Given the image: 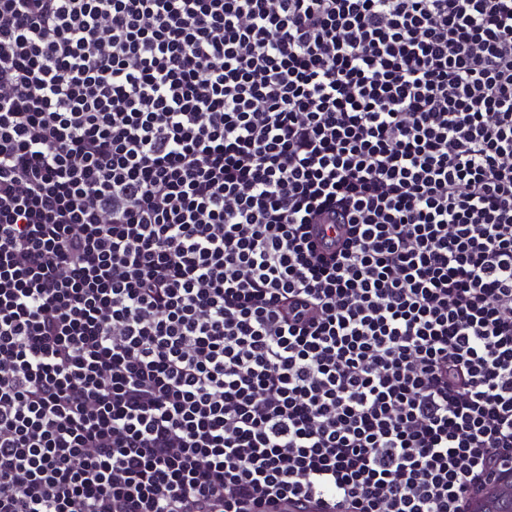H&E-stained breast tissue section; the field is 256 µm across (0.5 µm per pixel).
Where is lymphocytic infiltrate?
<instances>
[{
  "instance_id": "lymphocytic-infiltrate-1",
  "label": "lymphocytic infiltrate",
  "mask_w": 512,
  "mask_h": 512,
  "mask_svg": "<svg viewBox=\"0 0 512 512\" xmlns=\"http://www.w3.org/2000/svg\"><path fill=\"white\" fill-rule=\"evenodd\" d=\"M511 467L512 0H0V512Z\"/></svg>"
}]
</instances>
